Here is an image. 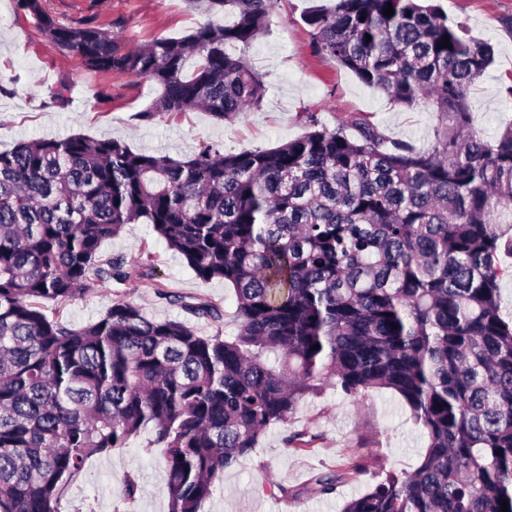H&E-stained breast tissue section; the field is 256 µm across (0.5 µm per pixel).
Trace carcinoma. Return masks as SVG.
Returning a JSON list of instances; mask_svg holds the SVG:
<instances>
[{"label":"carcinoma","instance_id":"cac0c4a2","mask_svg":"<svg viewBox=\"0 0 512 512\" xmlns=\"http://www.w3.org/2000/svg\"><path fill=\"white\" fill-rule=\"evenodd\" d=\"M16 2L80 66L159 85L144 120L197 109L233 120L266 93L245 53L280 0H185L211 20L136 49L59 20L45 0ZM304 22L362 83L400 106L431 104L433 146L392 139L364 113L330 129L308 112L302 136L268 150L203 145L174 159L81 135L0 150V512H60L88 459L146 429L163 448L168 512H203L225 470L326 382L354 398L391 390L428 440L412 473H385L343 512H502L504 500L512 512L500 288L512 126L481 137L468 101L493 49L436 0H333ZM139 223L199 279L232 287L235 336L125 302L79 329L48 314L147 276L146 260L99 256Z\"/></svg>","mask_w":512,"mask_h":512}]
</instances>
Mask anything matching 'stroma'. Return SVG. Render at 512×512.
Here are the masks:
<instances>
[{
  "mask_svg": "<svg viewBox=\"0 0 512 512\" xmlns=\"http://www.w3.org/2000/svg\"><path fill=\"white\" fill-rule=\"evenodd\" d=\"M319 0H280L268 35L248 51L246 59L265 76L267 93L259 108L220 122L202 111L177 119L162 115L137 120L139 111L158 95L155 83L116 71L78 66L39 29L35 19L18 12L15 0H0V149L46 137L75 134L94 139H123L133 150L176 159L196 154L202 145L227 153L271 149L301 136L305 116L317 113L327 127L352 112H363L393 138L421 148L434 141L436 114L425 105L406 108L360 82L335 60L316 53L311 30L303 20ZM65 21L94 20L136 48L160 36L180 37L202 22L184 0H46ZM449 22L465 27L495 49V62L469 94L473 126L494 137L512 124V0H440ZM66 87L64 100L50 96ZM148 252L151 276L110 283L69 299L59 311L72 328L98 321L118 301L139 306L152 319L184 322L199 335H234L236 297L223 281L202 282L185 259L169 250L148 224H129L102 243V258L138 261ZM183 297V304L160 299L158 290ZM216 306L219 319L197 317L185 306L195 299ZM302 443H295V436ZM143 432L112 455L88 460L82 479L73 484L60 512H167V473L162 450ZM427 438L404 401L377 389L353 398L332 387L307 396L287 424L269 429L255 451L224 473L204 512H341L344 503L373 484V471H413ZM366 464L355 472V464ZM343 472L347 479L330 495L307 488L320 474ZM134 478V500L121 498L127 478Z\"/></svg>",
  "mask_w": 512,
  "mask_h": 512,
  "instance_id": "35a3bbf8",
  "label": "stroma"
}]
</instances>
